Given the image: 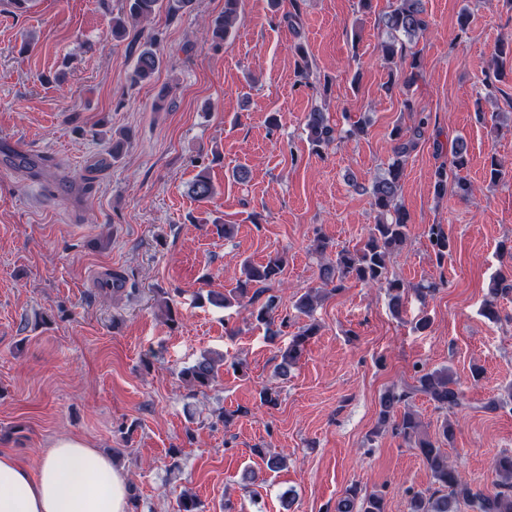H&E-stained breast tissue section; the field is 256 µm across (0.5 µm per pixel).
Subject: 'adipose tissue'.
<instances>
[{"mask_svg": "<svg viewBox=\"0 0 512 512\" xmlns=\"http://www.w3.org/2000/svg\"><path fill=\"white\" fill-rule=\"evenodd\" d=\"M128 490L111 457L77 437L57 439L30 471L0 453V512H128Z\"/></svg>", "mask_w": 512, "mask_h": 512, "instance_id": "obj_1", "label": "adipose tissue"}]
</instances>
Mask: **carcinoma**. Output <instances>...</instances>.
Wrapping results in <instances>:
<instances>
[{"label":"carcinoma","instance_id":"carcinoma-1","mask_svg":"<svg viewBox=\"0 0 512 512\" xmlns=\"http://www.w3.org/2000/svg\"><path fill=\"white\" fill-rule=\"evenodd\" d=\"M195 0H126L120 14L112 17V37L121 39L130 29L142 22L156 17L165 11L166 20L171 22L194 7ZM242 0H224V12L211 22L210 47L219 50L232 34L241 10ZM386 39L380 42V50L388 63L395 69L405 71L410 68L405 82L409 83L415 71L421 68L417 55H407L405 41H412L424 35L429 28L426 16L425 0H392L391 9L381 19ZM404 39H399V36ZM298 57V84H308L311 72L308 55L300 44L294 45ZM163 58L158 49V38L151 35L140 43L131 81L135 84L148 80L160 69ZM512 77V41L500 43L492 55L485 83L493 87ZM429 116L419 115L413 125L392 131L394 141L393 156L385 173L377 178L371 188L373 206L381 213L382 219L373 225L358 247L336 252L334 258L320 265V286L304 291L295 301V309L307 316L312 315L318 300L327 288L336 291L345 287L349 280H355L372 288L386 292L389 307L395 315L403 313L405 296L414 292L421 298L435 292L436 284H422L410 290L396 278L389 276L387 262L390 254L405 244L408 238L410 216L398 202L401 180L406 158L418 147L425 137ZM306 127L309 140L315 150L327 147L337 140L355 139L363 132V125L352 123L349 128L335 130L324 112L314 109L307 115ZM468 163V147L459 139L451 151L448 165H441L435 172L434 189L439 196L453 188L456 195L468 199L474 195L470 182L459 176V172ZM189 194L196 200L209 199L214 194V185L207 169L200 170L189 187ZM427 239L437 264L441 265L453 251V240L441 224H430L426 231ZM286 260L275 255L261 264L246 261L242 267V276L237 279L236 287L225 293L210 292L207 300L217 307H227L232 303L247 304L249 318L265 327L267 336L275 339L288 326V319H278V302L274 295L269 296L260 306H255L256 296L262 287L276 279L283 271ZM512 293V273L498 274L489 288L490 299L483 307L484 315L489 319L499 318L498 298ZM318 324L308 327L294 335L284 347L278 349V372L288 376L297 366L306 351L310 339L317 335ZM224 358L215 359L209 354L203 355L195 364L180 371L181 379L192 388L209 387L215 380L219 366ZM416 384L413 386L390 387L379 398V413L375 433L380 434L390 428L403 440L416 448L429 468L437 490L426 495L412 493L406 502L407 512H456L457 499H466L472 512H512V453L504 452L493 463V492H474L462 484L458 470L448 462V457L440 448L443 442H449L454 436L453 424L443 419L437 435L431 436L422 425L417 414L409 408L410 401L417 394L426 396L435 407L445 413H456L468 406L464 391L449 373L448 369L428 370L415 367ZM336 512H385L384 499L372 494L359 499L357 487L347 488L336 504Z\"/></svg>","mask_w":512,"mask_h":512}]
</instances>
